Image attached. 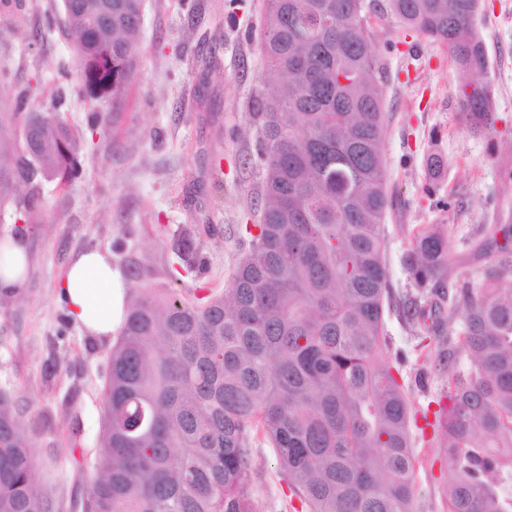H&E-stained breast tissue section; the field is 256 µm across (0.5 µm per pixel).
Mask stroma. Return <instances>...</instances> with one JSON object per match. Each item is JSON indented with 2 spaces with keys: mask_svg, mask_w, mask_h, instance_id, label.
I'll use <instances>...</instances> for the list:
<instances>
[{
  "mask_svg": "<svg viewBox=\"0 0 512 512\" xmlns=\"http://www.w3.org/2000/svg\"><path fill=\"white\" fill-rule=\"evenodd\" d=\"M27 8L0 16V113L11 111L14 89L31 87L29 106L48 111L59 66L75 68L72 37L58 27L51 42L37 36L60 0H25ZM264 0H145L135 71L118 106L72 100L65 117L86 146L80 176L67 193L42 191L44 222L29 232V272L20 294L0 304V390L11 392L34 442L36 482L56 512L86 495L98 457L102 389L110 343L64 326L60 275L78 251L111 252L143 282L192 296L198 282L221 290L248 248L246 225L257 223L261 169L253 118L268 97L260 50ZM476 27L491 62L498 117L492 135L474 134L458 99L460 72L446 46L403 26L393 15L370 17L374 50L386 69L384 139L387 188L393 201L384 224L393 287L408 276L400 262L412 224L448 230L454 262L446 292L461 282L480 287L493 269L496 247L477 254L471 241L483 227L512 225V0H482ZM100 112L96 128L86 117ZM439 154L446 171L432 183L427 158ZM222 157L223 170L211 169ZM197 225L208 267L200 279L179 276L174 231ZM394 316L386 320L388 361L403 358L408 398L421 408L448 384L438 359L414 351L415 335ZM416 512H448L444 469L436 444H417ZM253 495L259 512H301L266 442L253 445Z\"/></svg>",
  "mask_w": 512,
  "mask_h": 512,
  "instance_id": "obj_1",
  "label": "stroma"
}]
</instances>
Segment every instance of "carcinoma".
<instances>
[{"label":"carcinoma","mask_w":512,"mask_h":512,"mask_svg":"<svg viewBox=\"0 0 512 512\" xmlns=\"http://www.w3.org/2000/svg\"><path fill=\"white\" fill-rule=\"evenodd\" d=\"M79 81L63 69L52 111L28 90L0 119V208L26 235L40 188L67 185L81 144L60 117L71 97H117L130 79L143 0H61ZM480 0H388L404 26L445 45L477 134L495 129L490 60L475 18ZM374 0H265L260 34L276 94L254 118L262 167L260 222L222 292L185 299L139 271L126 299L103 389L99 459L84 512H257L252 445L276 449L306 512H415L412 408L401 367L382 358L386 316L431 320L419 354L448 363L446 401L426 425L442 437L448 512H512V252L479 288L463 283L448 327L422 302L451 260L434 224L409 229L396 295L385 263L390 200L383 153L384 68L369 30ZM186 275L207 267L190 224L173 235ZM461 357L472 372L456 370ZM32 444L0 390V512H49L34 481Z\"/></svg>","instance_id":"1"}]
</instances>
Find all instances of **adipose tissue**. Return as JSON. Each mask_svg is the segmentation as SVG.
Segmentation results:
<instances>
[{"mask_svg": "<svg viewBox=\"0 0 512 512\" xmlns=\"http://www.w3.org/2000/svg\"><path fill=\"white\" fill-rule=\"evenodd\" d=\"M127 276L111 255H74L64 269L59 291L74 323L97 340L117 336L125 319Z\"/></svg>", "mask_w": 512, "mask_h": 512, "instance_id": "1", "label": "adipose tissue"}]
</instances>
